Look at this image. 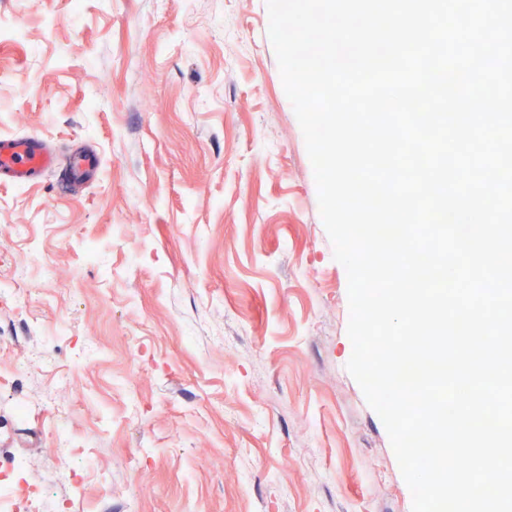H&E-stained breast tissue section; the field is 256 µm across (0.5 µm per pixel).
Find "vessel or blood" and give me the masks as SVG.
<instances>
[{"mask_svg":"<svg viewBox=\"0 0 512 512\" xmlns=\"http://www.w3.org/2000/svg\"><path fill=\"white\" fill-rule=\"evenodd\" d=\"M56 165V156L36 135L0 137V177L14 182H28ZM99 167L96 155L78 153L69 161L65 176L69 183L85 180Z\"/></svg>","mask_w":512,"mask_h":512,"instance_id":"obj_1","label":"vessel or blood"}]
</instances>
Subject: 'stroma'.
<instances>
[{"mask_svg":"<svg viewBox=\"0 0 512 512\" xmlns=\"http://www.w3.org/2000/svg\"><path fill=\"white\" fill-rule=\"evenodd\" d=\"M0 136L96 175L0 179V287L32 266L0 365V459L51 486L56 438L95 436L71 512H412L386 429L346 364L347 274L321 219L266 0H0ZM100 244L106 266L82 259ZM68 337H60L61 327ZM98 167L99 159L96 155L86 153L75 154L69 160L66 170H64L66 180L72 184L85 180L87 175L96 171ZM52 365V360L48 351L44 347L29 351L19 358L12 370L2 374L0 371V388L1 386L13 385L18 374L22 372L33 373L37 371H45Z\"/></svg>","mask_w":512,"mask_h":512,"instance_id":"35a3bbf8","label":"stroma"}]
</instances>
